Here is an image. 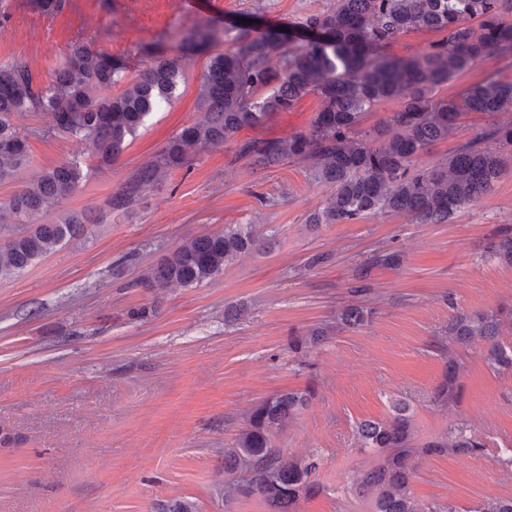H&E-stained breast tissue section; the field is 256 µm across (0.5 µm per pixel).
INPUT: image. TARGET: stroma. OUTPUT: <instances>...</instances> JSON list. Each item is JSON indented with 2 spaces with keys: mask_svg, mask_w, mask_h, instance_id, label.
I'll list each match as a JSON object with an SVG mask.
<instances>
[{
  "mask_svg": "<svg viewBox=\"0 0 512 512\" xmlns=\"http://www.w3.org/2000/svg\"><path fill=\"white\" fill-rule=\"evenodd\" d=\"M5 2L0 63L24 62L42 82L79 34L137 61L158 34L200 19L227 29L246 19L297 27L334 4L67 0L47 13L29 0ZM201 69L190 66L118 161L76 190L68 206L93 216L87 232L0 279V512H151L154 502L176 495L218 512L211 491L224 477V450L244 425L243 410L310 383L317 390L310 406L273 436L286 452L322 457L327 491L302 502L300 512H358V500L341 492L362 460L355 427L385 416L396 395L411 401L421 434L460 425L485 432L482 454L416 458L417 500L468 512L487 496L512 495L502 465L503 447H512V376L494 374L472 354L461 404L442 409L430 401L443 370L434 344L451 316L512 301V268L483 251L497 225L512 224V172L445 224L383 214L312 231L305 218L322 206L327 186L296 163L254 171L228 143L172 173L133 210L107 213V197L130 172L199 117ZM319 106L308 95L255 134L306 130ZM13 123L27 133L34 164L0 182V201L80 150L50 133L46 115L19 112ZM228 224L272 231L270 249L237 256L195 288L132 287L143 268L188 238ZM382 247L402 251L405 262L374 272L373 321L306 356L290 353L289 336L333 321L354 268ZM319 252L330 261L307 267ZM233 306L244 312L226 320ZM140 307L151 316L129 318Z\"/></svg>",
  "mask_w": 512,
  "mask_h": 512,
  "instance_id": "1",
  "label": "stroma"
}]
</instances>
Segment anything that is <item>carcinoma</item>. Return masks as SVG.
<instances>
[{"instance_id": "carcinoma-1", "label": "carcinoma", "mask_w": 512, "mask_h": 512, "mask_svg": "<svg viewBox=\"0 0 512 512\" xmlns=\"http://www.w3.org/2000/svg\"><path fill=\"white\" fill-rule=\"evenodd\" d=\"M421 30L440 35L428 51L420 56L394 51L405 34ZM171 39L179 53L153 56L135 68L125 54L111 55L77 38L46 84L22 62L0 64V179L32 166L28 137L13 124L17 112L48 115L55 134L84 146L0 202V220L25 225L0 242V278L25 272L85 232L88 215L66 211L64 205L95 171L123 154L146 118L170 101L190 61L201 53L206 55L199 93L203 115L123 180L106 200L109 212L132 210L173 172L229 142L235 158L255 171L296 161L330 188L322 207L305 218L313 230L373 214L445 224L493 191L512 167V119H499L512 109V81L493 72L456 95L442 94L477 62L512 58V0H336L334 8L307 17L300 29L239 24L227 48L224 30L209 21L175 35L162 33L156 45ZM102 89L114 93L103 96ZM310 93L317 94L320 107L308 130L288 138L242 136L271 115L294 109ZM390 99L398 100L399 109L381 124L364 127L375 106ZM60 108L67 109L63 123L57 121ZM468 113L484 115L485 123L474 136L458 140L460 120ZM450 139L455 145L445 154L420 162L430 148ZM49 215L51 220L35 223ZM266 244L256 225L226 224L222 231L187 239L144 268L132 286L197 287L223 273L232 258ZM486 252L512 267V224L494 229ZM401 264L402 253L394 248L374 251L354 269L335 321L291 337V352L303 355L344 329L371 322L375 310L365 297L373 290L372 272ZM508 338L512 303L457 312L436 342L444 367L433 402L446 408L460 402L469 351L494 373L512 375ZM313 398L310 386L288 389L244 410L245 426L224 449V479L212 490L217 506L255 498L267 512H299L301 502L327 491L317 477L319 455L289 454L272 442L274 432ZM356 434L364 461L343 490L367 504L364 512H460L451 502L426 506L415 499L411 461L473 456L486 448L479 429L418 438L415 411L402 396L390 399L386 416L360 421ZM153 512L200 510L194 498L172 496L156 501ZM467 512H512V497L488 496Z\"/></svg>"}]
</instances>
